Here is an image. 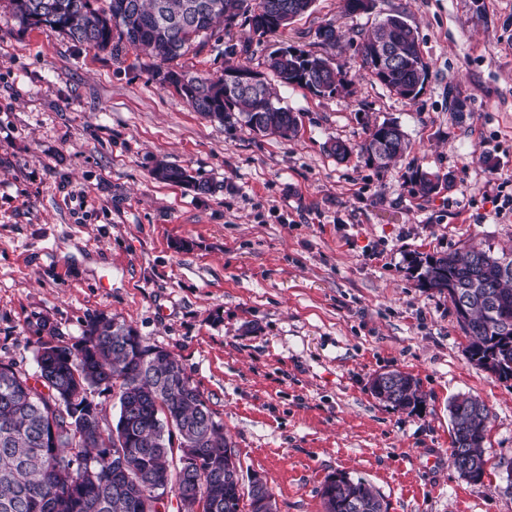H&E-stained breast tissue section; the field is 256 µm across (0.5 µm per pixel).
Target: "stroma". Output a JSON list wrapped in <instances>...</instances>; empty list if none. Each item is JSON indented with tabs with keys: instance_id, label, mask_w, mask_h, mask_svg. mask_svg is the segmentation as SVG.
<instances>
[{
	"instance_id": "1",
	"label": "stroma",
	"mask_w": 512,
	"mask_h": 512,
	"mask_svg": "<svg viewBox=\"0 0 512 512\" xmlns=\"http://www.w3.org/2000/svg\"><path fill=\"white\" fill-rule=\"evenodd\" d=\"M374 3L350 15L315 0L277 34L238 24L180 58L217 76L228 44H248L236 60L261 73L282 46L328 54L347 89L277 86L298 117L284 139L194 112L152 80L147 51L21 28L0 0V362L35 374L47 328L72 342L104 312L177 356L278 512H324L320 489L339 472L369 483L386 512H512L499 466L512 459V380L468 361L447 298L408 269L473 245L512 250V214L494 203L512 197V0ZM397 12L429 65L412 100L359 55L360 33ZM325 27L335 48L317 36ZM386 120L410 147L379 171L355 149ZM332 140L353 154L336 159ZM160 162L215 192L154 180ZM418 170L443 177L439 192L418 193ZM389 370L418 380V411L371 394ZM458 396L491 411L478 482L448 463Z\"/></svg>"
}]
</instances>
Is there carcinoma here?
<instances>
[{
	"label": "carcinoma",
	"mask_w": 512,
	"mask_h": 512,
	"mask_svg": "<svg viewBox=\"0 0 512 512\" xmlns=\"http://www.w3.org/2000/svg\"><path fill=\"white\" fill-rule=\"evenodd\" d=\"M213 3L189 28L179 26L188 5ZM314 0H10L23 28L49 27L78 44L117 54L123 46L147 49L156 59L151 77L161 73L185 77L171 63L203 44V34L237 20L253 26L256 17L277 21L270 32L288 26L309 11ZM399 46L400 62L385 72L374 59L375 47ZM362 66L394 94L416 98L428 76L416 30L401 14L381 21L360 42ZM268 68L285 85H298L316 95H331L347 85L337 78L330 58L299 48L276 49ZM249 69L224 67L216 77L191 76L179 93L201 115L221 125L242 123L260 132L291 138L298 118L280 105L272 87L262 82L226 96L224 75ZM159 80V79H157ZM164 83V80H159ZM408 148L405 132L395 122L369 131L360 145L368 165L382 170ZM155 180L182 185L198 194L215 187L185 167L160 163ZM418 190L431 195L440 183L429 172L414 174ZM410 268L425 288L448 296L457 322L469 338V362L512 380V256L491 248L471 247L464 254L413 259ZM35 382L12 363L0 362V512H145L153 491L167 487L179 500L180 512H260L256 496L245 492L237 473L228 470L232 445L224 422L203 403L197 386L170 351L147 344L131 326L103 312L87 322L73 343L43 342L37 349ZM392 385L377 398L399 410L422 402L417 380L390 371ZM118 389L120 411L108 422L97 391ZM453 431L449 463L459 474L478 482L485 472L484 443L491 412L472 396L449 404ZM60 426L56 447L42 442L48 418ZM122 452L124 470H112V453ZM325 512H386L384 501L362 478L333 474L320 491ZM247 510H241L242 500Z\"/></svg>",
	"instance_id": "1"
}]
</instances>
